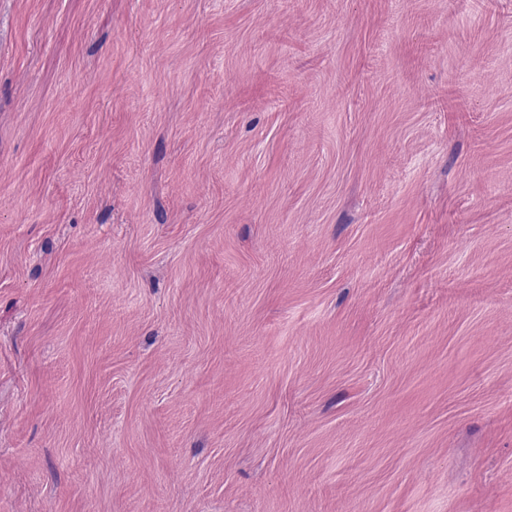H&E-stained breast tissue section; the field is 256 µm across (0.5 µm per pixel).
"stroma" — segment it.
<instances>
[{"label": "stroma", "mask_w": 512, "mask_h": 512, "mask_svg": "<svg viewBox=\"0 0 512 512\" xmlns=\"http://www.w3.org/2000/svg\"><path fill=\"white\" fill-rule=\"evenodd\" d=\"M0 512H512V0H0Z\"/></svg>", "instance_id": "obj_1"}]
</instances>
